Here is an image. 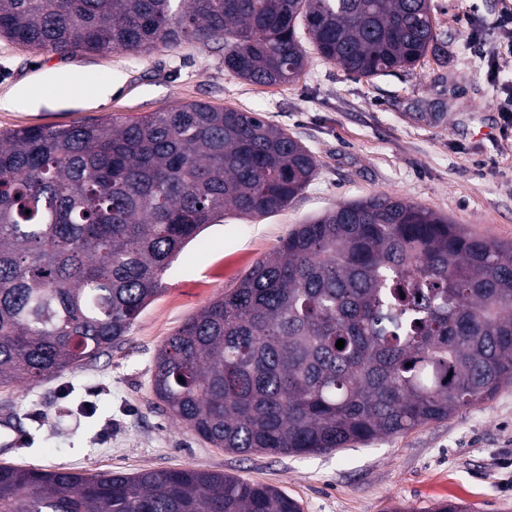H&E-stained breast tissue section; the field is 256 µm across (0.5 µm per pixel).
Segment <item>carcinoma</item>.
Listing matches in <instances>:
<instances>
[{"label": "carcinoma", "instance_id": "cac0c4a2", "mask_svg": "<svg viewBox=\"0 0 512 512\" xmlns=\"http://www.w3.org/2000/svg\"><path fill=\"white\" fill-rule=\"evenodd\" d=\"M0 37L61 55L218 43L224 70L298 80L308 39L358 77L439 38L430 0H0ZM311 152L257 112H164L0 131V387L119 344L182 248L286 207ZM345 340L339 349L336 342ZM512 384V244L379 194L288 233L160 347L164 410L214 448L309 455L441 422ZM0 512H302L196 467L0 466Z\"/></svg>", "mask_w": 512, "mask_h": 512}]
</instances>
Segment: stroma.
Listing matches in <instances>:
<instances>
[{"label":"stroma","instance_id":"obj_1","mask_svg":"<svg viewBox=\"0 0 512 512\" xmlns=\"http://www.w3.org/2000/svg\"><path fill=\"white\" fill-rule=\"evenodd\" d=\"M502 0H432L441 43L410 70L361 78L309 54L299 80L258 86L224 70V52L194 43L132 56L63 57L0 38V95L35 70L84 69L83 94L104 72L112 97L95 108L0 110V131L76 120L140 116L199 101L260 113L304 144L316 177L282 211L255 220L226 215L188 243L164 290L124 340L81 367L32 387L0 389V411L27 442L0 466L135 474L186 467L280 488L302 512H384L399 503L429 512L456 500L473 512H512V386L488 403L406 434L330 452L240 454L207 444L159 408L156 353L187 319L273 254L300 224L338 204L387 193L427 207L470 233L512 243V125L497 103L512 94V68L490 72L470 35L493 45Z\"/></svg>","mask_w":512,"mask_h":512}]
</instances>
